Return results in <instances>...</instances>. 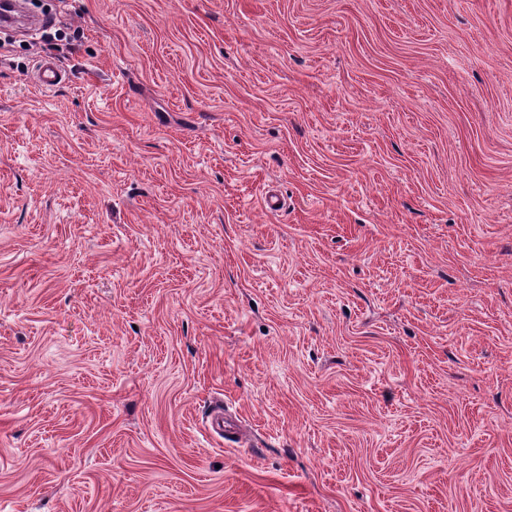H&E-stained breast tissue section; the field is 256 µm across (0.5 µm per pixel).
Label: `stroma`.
Masks as SVG:
<instances>
[{
	"label": "stroma",
	"mask_w": 512,
	"mask_h": 512,
	"mask_svg": "<svg viewBox=\"0 0 512 512\" xmlns=\"http://www.w3.org/2000/svg\"><path fill=\"white\" fill-rule=\"evenodd\" d=\"M28 13L0 512H512V0ZM64 80V72L59 65L52 60L43 59L37 69L35 85L44 91H50Z\"/></svg>",
	"instance_id": "obj_1"
}]
</instances>
